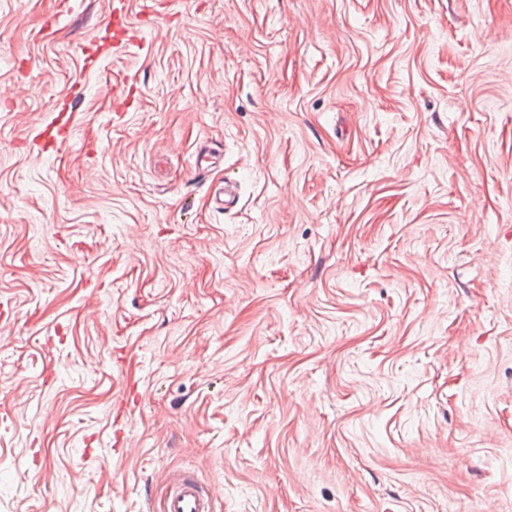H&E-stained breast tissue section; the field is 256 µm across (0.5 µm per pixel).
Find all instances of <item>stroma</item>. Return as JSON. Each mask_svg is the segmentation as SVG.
<instances>
[{
	"label": "stroma",
	"mask_w": 512,
	"mask_h": 512,
	"mask_svg": "<svg viewBox=\"0 0 512 512\" xmlns=\"http://www.w3.org/2000/svg\"><path fill=\"white\" fill-rule=\"evenodd\" d=\"M180 473L512 512V0H0V512Z\"/></svg>",
	"instance_id": "35a3bbf8"
}]
</instances>
